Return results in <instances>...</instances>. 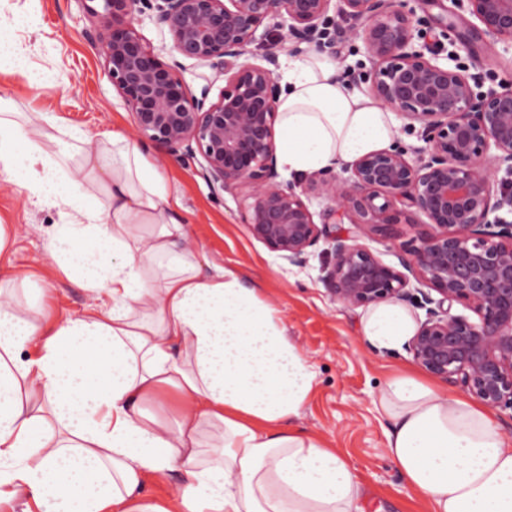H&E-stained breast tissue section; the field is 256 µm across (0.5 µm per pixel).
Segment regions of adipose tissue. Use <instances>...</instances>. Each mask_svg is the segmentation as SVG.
<instances>
[{
    "mask_svg": "<svg viewBox=\"0 0 512 512\" xmlns=\"http://www.w3.org/2000/svg\"><path fill=\"white\" fill-rule=\"evenodd\" d=\"M277 155L309 174L386 148L391 113L350 89L335 63H289ZM0 176L38 209L68 217L41 276L91 304L56 320L18 303L0 266V512H360L347 461L296 429L315 372L280 311L239 275L201 265L165 174L117 130L89 140L0 96ZM416 331L399 304L372 306L365 341L403 346ZM174 421L149 410L167 394ZM394 421L388 457L434 512H512V443L491 415L408 368L379 395ZM150 485L168 486L160 498Z\"/></svg>",
    "mask_w": 512,
    "mask_h": 512,
    "instance_id": "obj_1",
    "label": "adipose tissue"
}]
</instances>
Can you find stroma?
I'll return each mask as SVG.
<instances>
[{
  "label": "stroma",
  "instance_id": "1",
  "mask_svg": "<svg viewBox=\"0 0 512 512\" xmlns=\"http://www.w3.org/2000/svg\"><path fill=\"white\" fill-rule=\"evenodd\" d=\"M86 7L85 0H0L11 36L34 47L24 67L0 71V95L12 97L19 111L46 113L91 137L115 129L135 138L130 110L108 79L103 58L84 37L94 23ZM33 9L40 13L38 29L14 26L16 17ZM459 55L485 86L512 83V44L474 38ZM39 72L51 73L52 82L34 86L31 77ZM149 153L167 175L190 226L185 248L237 271L246 286L276 303L289 338L312 365L314 388L295 427L323 439L349 463L363 488V512H432L388 458L392 422L378 406L385 381L412 366L407 349L381 350L364 342L363 308L334 302L320 281L322 248L297 267L252 237L241 222L248 186L213 188L201 175L199 159L176 161L154 147ZM66 221L59 209L31 207L25 193L0 179V222L15 230L12 262L21 273L36 271L47 231Z\"/></svg>",
  "mask_w": 512,
  "mask_h": 512
}]
</instances>
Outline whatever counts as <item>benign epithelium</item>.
<instances>
[{
  "label": "benign epithelium",
  "mask_w": 512,
  "mask_h": 512,
  "mask_svg": "<svg viewBox=\"0 0 512 512\" xmlns=\"http://www.w3.org/2000/svg\"><path fill=\"white\" fill-rule=\"evenodd\" d=\"M85 32L104 58L105 73L130 109L138 138L175 159L200 153L203 177L229 189L251 187L243 221L251 235L295 266L328 244L321 282L345 307L381 302L426 309L408 344L423 371L477 399L512 410V86L484 88L458 61L433 47L406 0H338L341 27L328 15L332 0H100ZM477 19L473 34L512 41V0H453ZM168 30L176 58L165 59L138 33L144 10ZM265 28L259 62L252 53ZM362 40L370 96L420 126L424 146L373 151L315 173L306 187L279 179L275 121L281 95L274 76L280 54L305 43L338 55L336 44ZM191 59L224 80L195 95L179 59ZM505 177L495 180L494 169ZM328 201L323 222L303 195ZM426 217V222L416 216ZM349 221L358 234L336 225ZM388 264L361 237L394 242ZM437 297H432V294ZM461 305L473 322L450 314Z\"/></svg>",
  "instance_id": "obj_1"
}]
</instances>
